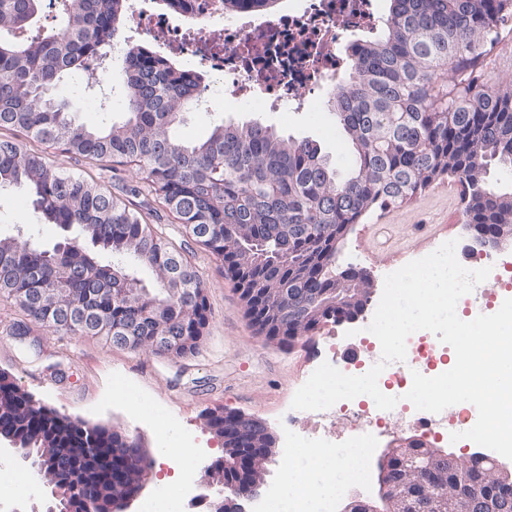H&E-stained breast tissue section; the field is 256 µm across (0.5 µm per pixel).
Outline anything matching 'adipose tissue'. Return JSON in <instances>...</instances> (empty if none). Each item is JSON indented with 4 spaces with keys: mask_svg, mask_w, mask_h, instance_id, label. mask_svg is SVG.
<instances>
[{
    "mask_svg": "<svg viewBox=\"0 0 512 512\" xmlns=\"http://www.w3.org/2000/svg\"><path fill=\"white\" fill-rule=\"evenodd\" d=\"M366 449H353L347 462H339L337 455L323 448H292L288 451L285 467V493L271 505L272 512H290L298 479H310L317 483L318 494L308 500L307 512H320L324 502L335 497L349 482L359 477L360 461Z\"/></svg>",
    "mask_w": 512,
    "mask_h": 512,
    "instance_id": "ef3b65f1",
    "label": "adipose tissue"
}]
</instances>
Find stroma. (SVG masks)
I'll return each mask as SVG.
<instances>
[{
    "instance_id": "35a3bbf8",
    "label": "stroma",
    "mask_w": 512,
    "mask_h": 512,
    "mask_svg": "<svg viewBox=\"0 0 512 512\" xmlns=\"http://www.w3.org/2000/svg\"><path fill=\"white\" fill-rule=\"evenodd\" d=\"M83 79V74H72L56 90L57 97L69 103L72 119L88 125L121 120L125 101L120 55L112 54L111 66L102 80L109 102L107 110L90 109L88 92L77 89ZM206 84L210 106L184 113L176 130L183 140H202L215 124L230 118L251 117L281 134L315 140L339 171H347L352 166L351 145L337 126L325 97H314L300 107L250 115L226 95L221 81L210 78ZM47 155L55 165L91 176L114 192L139 179L137 172L128 166L103 169L69 158L52 148ZM460 193L459 183L446 178L400 208L370 215L364 223L352 226L341 243L339 263L370 271L379 291L383 290L388 274L450 240L457 243L460 263L470 266L473 243L463 227ZM147 221L168 227L175 244L181 245L185 256L195 263L206 284L212 315L196 352L174 358L148 346L137 350L117 347L98 336L54 335L34 322L12 300L2 296L0 370L49 408L80 417L91 425H116L139 437L150 460H157L162 437L190 439L195 455L191 467L195 481L189 488L192 504L186 512H207L200 481L207 466L225 457L223 438L206 423L205 416L209 412H237L268 423L278 438L265 476L270 488L282 481L288 454L283 440L288 431L308 439L327 428L337 447H345L355 433L352 415L337 410L323 422L309 412L293 410L291 401L308 373L322 361L329 341H337L343 349L362 348V330L371 322L376 304H369L358 320L326 323L292 346L268 342L249 322L235 284L224 276L221 261L205 252L192 237L182 234L180 224L160 202H151ZM379 224L390 225L392 232L372 251L368 244ZM20 233L46 248L66 236L59 226L39 221L23 188H1L0 235L8 237ZM116 379L126 382V391L137 392L144 399L153 413L152 419L145 420L132 413L124 398L125 391L112 387ZM455 431L450 421L412 432L398 416L383 418L366 462L365 481L352 485L349 493L341 497L340 506H347L356 496L376 497L378 459L395 438L413 434L459 459H469L478 447L467 439L451 441L450 436Z\"/></svg>"
}]
</instances>
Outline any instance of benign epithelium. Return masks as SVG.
<instances>
[{
	"label": "benign epithelium",
	"instance_id": "benign-epithelium-1",
	"mask_svg": "<svg viewBox=\"0 0 512 512\" xmlns=\"http://www.w3.org/2000/svg\"><path fill=\"white\" fill-rule=\"evenodd\" d=\"M473 232L475 247L485 255L497 252L503 243L512 242V224H497L492 231L481 233L473 225H467ZM346 280L337 279L336 311H327L319 304L320 295H315L312 307L299 324L307 319L316 321L320 329L330 320L353 321L362 316L374 294V282L366 275L365 286L345 287ZM241 299L249 318L254 323L265 324L264 331L280 325L281 315L272 307L282 302L276 288H243ZM276 438L262 420L241 413L224 414V447L234 448L237 455L234 465L238 469L248 468L252 460L257 462L256 472L243 478V484L216 483L212 477L213 467L204 471V482L211 490L208 499L213 506L224 508V512H248L247 507L261 495L265 485L266 464L270 461ZM85 462L95 468V480L86 478V473L76 472L73 479L85 487L94 497L102 499L107 491L102 487L106 474L112 480L121 477L117 469L111 468L106 455H98L87 448L79 449ZM380 498L383 507L375 502H356L351 507L359 512H505L512 506V469L495 462L491 467L474 465V461L456 460L442 448H436L415 436L395 439L384 452L380 461ZM484 487L489 493L481 498L470 497L466 489Z\"/></svg>",
	"mask_w": 512,
	"mask_h": 512
}]
</instances>
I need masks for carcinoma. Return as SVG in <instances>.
Masks as SVG:
<instances>
[{"mask_svg":"<svg viewBox=\"0 0 512 512\" xmlns=\"http://www.w3.org/2000/svg\"><path fill=\"white\" fill-rule=\"evenodd\" d=\"M224 9L270 11L278 0H220ZM376 35L355 42L348 68L327 105L350 141L355 163L341 175L310 139L283 137L257 122H221L209 136L175 134L206 85L193 71L143 43L122 57L125 116L89 127L69 117L57 85L94 63L106 71L108 49L129 23L126 0H73L60 27L39 33L42 0H0V130L91 162L131 165L143 185L133 196L160 200L191 227L192 237L221 259L238 286L299 295L312 288L336 299V260L307 279L290 275L309 240L328 245L336 225L400 207L444 177L463 187L467 222L490 228L512 222V183L491 181L496 166L512 171V80L489 87L483 64L512 31V0H390ZM23 185L41 221L77 226L112 253L104 265L72 239L53 250L31 238L0 237V296L15 301L49 331L100 336L89 326L105 312L116 336L149 338L165 324L177 336H202L210 306L199 270L142 206L98 182L56 168L40 150L0 136V187ZM151 271L146 282L128 262ZM0 371V440L31 460L56 512H81L83 490L56 464L60 448L95 437L98 450L124 466L98 512L141 489L149 458L139 440L116 426L90 425L45 406Z\"/></svg>","mask_w":512,"mask_h":512,"instance_id":"obj_1","label":"carcinoma"}]
</instances>
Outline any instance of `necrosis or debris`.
Listing matches in <instances>:
<instances>
[{
  "mask_svg": "<svg viewBox=\"0 0 512 512\" xmlns=\"http://www.w3.org/2000/svg\"><path fill=\"white\" fill-rule=\"evenodd\" d=\"M129 13L142 38L162 42L175 55L193 57L200 72L223 78L246 111L299 102L314 90H335L338 74L349 62L346 36H371L381 21L373 0H307L302 9L269 18L215 9L196 26H178L167 15L134 7ZM434 345L433 337L409 336L406 370L388 367L380 374L379 389L397 397L399 409L409 406V366L430 359Z\"/></svg>",
  "mask_w": 512,
  "mask_h": 512,
  "instance_id": "1",
  "label": "necrosis or debris"
}]
</instances>
